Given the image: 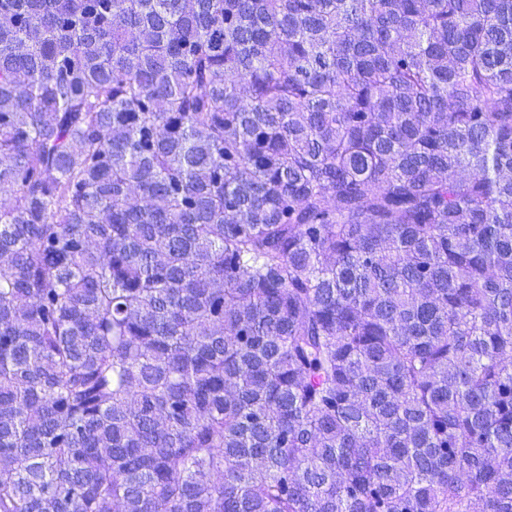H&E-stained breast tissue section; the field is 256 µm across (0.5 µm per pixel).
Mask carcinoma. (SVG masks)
<instances>
[{
  "instance_id": "obj_1",
  "label": "carcinoma",
  "mask_w": 512,
  "mask_h": 512,
  "mask_svg": "<svg viewBox=\"0 0 512 512\" xmlns=\"http://www.w3.org/2000/svg\"><path fill=\"white\" fill-rule=\"evenodd\" d=\"M0 512H512V0H0Z\"/></svg>"
}]
</instances>
